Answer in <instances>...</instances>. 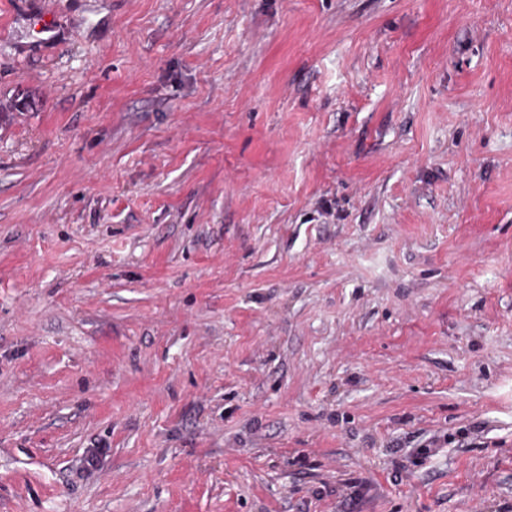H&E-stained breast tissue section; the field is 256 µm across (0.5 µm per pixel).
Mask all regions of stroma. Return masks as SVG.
<instances>
[{
  "label": "stroma",
  "instance_id": "obj_1",
  "mask_svg": "<svg viewBox=\"0 0 512 512\" xmlns=\"http://www.w3.org/2000/svg\"><path fill=\"white\" fill-rule=\"evenodd\" d=\"M0 512H512V0H0Z\"/></svg>",
  "mask_w": 512,
  "mask_h": 512
}]
</instances>
